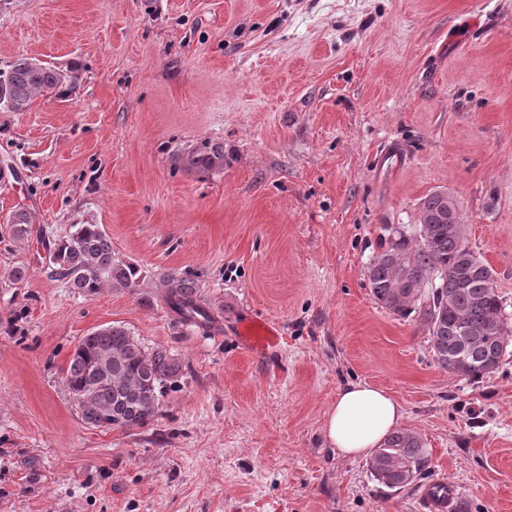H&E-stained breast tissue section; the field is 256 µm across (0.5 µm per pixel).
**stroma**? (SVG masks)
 Listing matches in <instances>:
<instances>
[{
  "mask_svg": "<svg viewBox=\"0 0 512 512\" xmlns=\"http://www.w3.org/2000/svg\"><path fill=\"white\" fill-rule=\"evenodd\" d=\"M77 66L76 88L0 110V512H512V355L466 381L417 316L372 296L380 240L453 194L512 332V0H0V70ZM224 167L187 172L202 140ZM62 236L103 225L136 287L72 292L19 207ZM25 268L14 283L11 273ZM209 322H181L166 274ZM278 344L243 346L250 319ZM120 325L182 371L143 426L93 428L62 380L83 336ZM388 391L431 457L393 491L328 448L349 383ZM165 300L169 307L176 312L182 322L200 324L208 316L203 308L199 294V285L192 277L167 275L164 279ZM421 499L428 512H459L461 505L456 489L444 480H433L424 486Z\"/></svg>",
  "mask_w": 512,
  "mask_h": 512,
  "instance_id": "35a3bbf8",
  "label": "stroma"
}]
</instances>
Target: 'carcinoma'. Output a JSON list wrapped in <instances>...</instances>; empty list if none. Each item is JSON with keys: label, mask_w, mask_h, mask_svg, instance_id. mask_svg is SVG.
<instances>
[{"label": "carcinoma", "mask_w": 512, "mask_h": 512, "mask_svg": "<svg viewBox=\"0 0 512 512\" xmlns=\"http://www.w3.org/2000/svg\"><path fill=\"white\" fill-rule=\"evenodd\" d=\"M77 79L72 67L35 68L29 58H19L0 71V109L24 112L37 94L71 88ZM178 163L190 171L219 170L224 167V146L204 140ZM8 224L14 236L29 235L33 216L20 207ZM419 225L425 226L426 235L417 246L401 233L375 255L366 271L371 293L395 313L418 314L443 369L469 381L481 379L499 367L509 347L493 272L470 248L466 225L444 205L441 192L421 203ZM38 236L48 274L83 296L137 284V265L115 257L101 224H73L67 235L54 240L42 232ZM164 283L165 300L181 321L207 320L195 279L171 274ZM180 372L181 363L172 354L149 351L126 328L111 325L79 341L63 380L84 423L117 428L154 420ZM370 467L379 484L398 491L429 469L430 455L419 434L400 429L378 448Z\"/></svg>", "instance_id": "cac0c4a2"}]
</instances>
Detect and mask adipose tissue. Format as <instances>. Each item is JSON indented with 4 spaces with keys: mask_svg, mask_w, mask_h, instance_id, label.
<instances>
[{
    "mask_svg": "<svg viewBox=\"0 0 512 512\" xmlns=\"http://www.w3.org/2000/svg\"><path fill=\"white\" fill-rule=\"evenodd\" d=\"M402 417L401 406L383 389L350 384L326 411L322 432L339 454L361 457L378 448Z\"/></svg>",
    "mask_w": 512,
    "mask_h": 512,
    "instance_id": "adipose-tissue-1",
    "label": "adipose tissue"
}]
</instances>
